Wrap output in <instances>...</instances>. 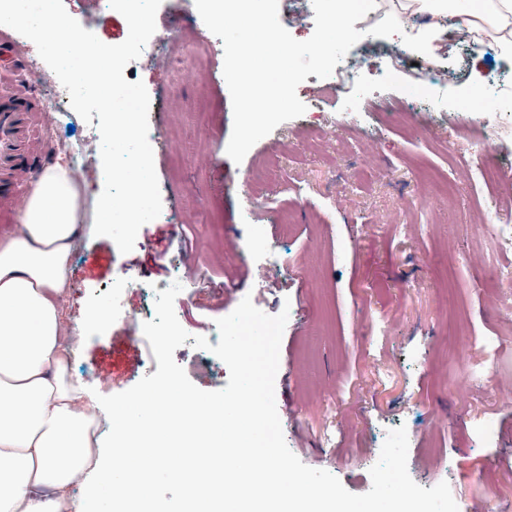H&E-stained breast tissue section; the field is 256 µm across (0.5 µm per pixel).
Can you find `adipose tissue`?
Returning a JSON list of instances; mask_svg holds the SVG:
<instances>
[{
	"label": "adipose tissue",
	"mask_w": 512,
	"mask_h": 512,
	"mask_svg": "<svg viewBox=\"0 0 512 512\" xmlns=\"http://www.w3.org/2000/svg\"><path fill=\"white\" fill-rule=\"evenodd\" d=\"M404 12L428 13L512 51V0H399ZM81 188L68 169L43 170L15 230L0 238V512H72L71 490L84 484L93 512H125L126 488L149 497L156 472L192 456L224 461V424L215 405L197 402L187 415L178 390H160L124 410L110 442L98 433L94 406L74 378L62 342L69 257L82 218ZM163 411V428L142 426L140 445L114 478L104 447H123L139 410ZM235 473L267 488L281 484L271 448H242Z\"/></svg>",
	"instance_id": "ef3b65f1"
}]
</instances>
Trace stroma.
I'll return each instance as SVG.
<instances>
[{"label": "stroma", "mask_w": 512, "mask_h": 512, "mask_svg": "<svg viewBox=\"0 0 512 512\" xmlns=\"http://www.w3.org/2000/svg\"><path fill=\"white\" fill-rule=\"evenodd\" d=\"M63 2L102 42L126 39V20L98 0ZM156 24L172 29L173 45L150 65L130 62L127 77L167 92L148 115L160 139L154 164L162 205L187 230L149 222L127 254L95 236L102 166L89 164L65 305L66 333L81 339L70 356L85 388L98 375L113 392L125 391L144 377L148 360L142 338L94 328L87 310L109 306L125 276L138 282L125 289V308H142L144 284L164 280L186 253L206 277L176 302L191 339L208 336L243 298L269 315L293 305L275 398L286 444L304 464L366 493L388 432L403 426L418 485L448 482L459 512L477 501L484 512H512V403L502 398L512 390V317L501 314L512 308V247L472 222L512 213V182L470 179L463 163L483 129L462 110L486 71L512 70V55L472 56L463 77L438 87L445 109L426 129L402 112L399 88L379 81L383 58H371L360 76L363 116L343 92L324 91L309 75L297 96L321 104L318 125L288 120L237 164L226 153L233 112L222 39L192 0H163ZM285 211L294 223H279ZM259 235L288 263L264 282L245 277L225 248L231 240L247 250ZM224 286L226 303L218 295ZM191 339L175 350L176 362L197 387H226L227 374L198 370ZM484 419L497 427L489 442L476 433Z\"/></svg>", "instance_id": "1"}]
</instances>
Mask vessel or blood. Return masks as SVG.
<instances>
[{
    "label": "vessel or blood",
    "instance_id": "1",
    "mask_svg": "<svg viewBox=\"0 0 512 512\" xmlns=\"http://www.w3.org/2000/svg\"><path fill=\"white\" fill-rule=\"evenodd\" d=\"M26 53L25 45L9 35L0 36V66L9 67ZM34 99L0 91V232L11 229L13 217L24 209L27 196L19 192L34 170L29 162V114Z\"/></svg>",
    "mask_w": 512,
    "mask_h": 512
}]
</instances>
